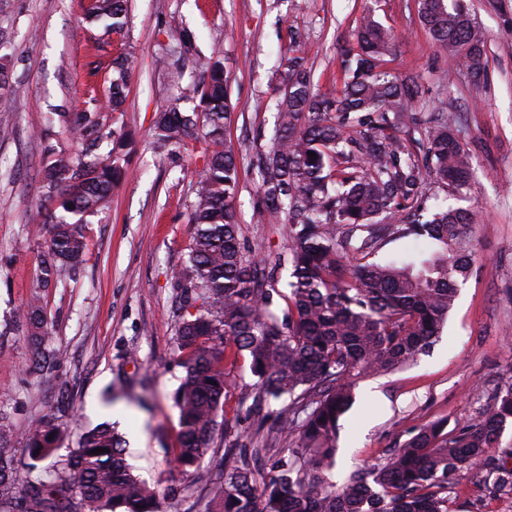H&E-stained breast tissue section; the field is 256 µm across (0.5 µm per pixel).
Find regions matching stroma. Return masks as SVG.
Wrapping results in <instances>:
<instances>
[{
  "instance_id": "obj_1",
  "label": "stroma",
  "mask_w": 512,
  "mask_h": 512,
  "mask_svg": "<svg viewBox=\"0 0 512 512\" xmlns=\"http://www.w3.org/2000/svg\"><path fill=\"white\" fill-rule=\"evenodd\" d=\"M129 26L105 32L86 19L88 0H0V49L21 96L0 97V425L24 434L37 418L66 405L61 448L75 447L82 431L116 424L135 475L164 494L168 449L178 411L170 397L181 371L174 367L176 335L173 272L192 241L194 186L205 163L203 140L180 152L156 150L159 112L177 85L199 74L193 57L170 44L171 29L186 27L203 54L220 49L234 110L227 135L241 169L235 207L249 255L286 252L288 227L264 223L256 205L258 175L249 161L275 135L281 85L273 72L291 36L307 50L320 91L342 86L340 50L353 43L365 12L398 36L389 67L418 78L425 94L417 111L446 102L459 121L460 141L473 158L467 189L454 196L427 180L428 194L470 209L473 270L430 352L396 372L368 378L341 420L331 479L383 461L433 421L455 427L474 419L488 394L512 376V0H468L484 30L487 69L473 82L441 55L422 27L417 0H127ZM129 58L123 111L105 105L112 62ZM97 98L107 157L110 132L132 140L123 161L127 179L105 209L89 217L81 270L41 287L39 259L45 236L36 226L42 199L44 147L80 151L53 112L84 110ZM41 292L51 348L63 360L50 374L30 373L27 331L16 318ZM448 512H512V494L493 491L481 470L448 490Z\"/></svg>"
}]
</instances>
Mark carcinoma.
<instances>
[{"label":"carcinoma","mask_w":512,"mask_h":512,"mask_svg":"<svg viewBox=\"0 0 512 512\" xmlns=\"http://www.w3.org/2000/svg\"><path fill=\"white\" fill-rule=\"evenodd\" d=\"M423 28L435 47L468 73L484 77L485 35L464 0H418ZM90 18L112 31L129 22L126 0H92ZM357 47L341 60L343 87L322 93L296 40L280 55L284 91L276 104L279 136L256 152L258 209L268 224L289 225L288 254L249 258L234 205L240 184L226 127L232 110L223 58L212 56L199 80L158 114L154 141L176 150L203 139L189 223L190 250L173 274L179 301L174 352L182 369L173 392L178 410L173 470L191 476L215 458L224 431V458L209 477L197 512H448V485L477 467L512 492V452L490 455L512 425V377L500 382L478 417L453 430L432 422L385 462L358 468L341 486L330 481L336 435L362 379L393 373L429 352L454 306L458 285L474 265L468 228L474 213L428 204L433 177L452 192L467 188L472 158L444 104L420 122L413 107L424 95L413 77L386 67L394 31L373 13L355 29ZM180 53L194 51L192 34L176 28ZM0 55V91L19 86ZM128 95V59L112 67L107 107L120 112ZM194 103L183 112L178 103ZM86 140L100 131L91 112L58 114ZM423 136L419 140L416 135ZM128 139L112 137V161L88 148L80 154L46 147L39 223L47 229L40 280L58 281L84 261V217L109 202L127 176L118 163ZM316 157H309V153ZM429 241L417 256L374 260L394 235ZM289 291L278 288L283 262ZM32 350L30 368L48 372L60 355L50 340L41 297L22 309ZM255 378L245 407L226 401V365ZM62 418L46 415L25 437L19 474L10 430L0 429V512H162L157 493L134 476L125 441L107 424L83 432L64 466L44 472L35 462L58 450ZM96 448L106 452L92 454ZM39 454H34V451Z\"/></svg>","instance_id":"cac0c4a2"}]
</instances>
